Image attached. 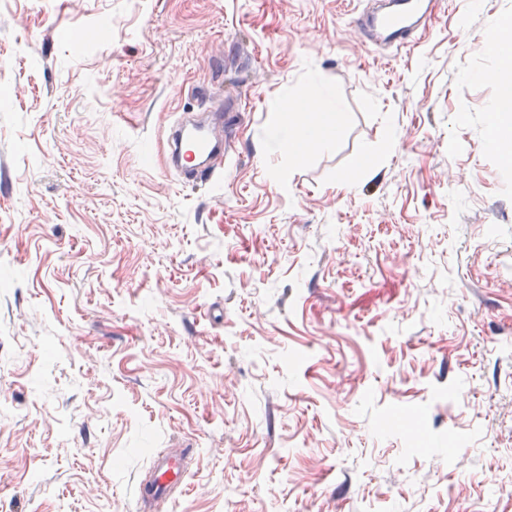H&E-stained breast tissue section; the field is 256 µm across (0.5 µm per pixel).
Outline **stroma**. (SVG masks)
<instances>
[{
  "instance_id": "35a3bbf8",
  "label": "stroma",
  "mask_w": 512,
  "mask_h": 512,
  "mask_svg": "<svg viewBox=\"0 0 512 512\" xmlns=\"http://www.w3.org/2000/svg\"><path fill=\"white\" fill-rule=\"evenodd\" d=\"M361 7L0 0V512H512V0L401 48ZM317 74L341 131L294 160ZM197 112L231 115L215 185L166 167ZM187 470L184 459L180 454L169 453L154 461L152 473L145 484H139L138 501L147 498L164 499L169 492L182 486L186 481Z\"/></svg>"
}]
</instances>
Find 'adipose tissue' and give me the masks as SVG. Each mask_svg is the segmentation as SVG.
Wrapping results in <instances>:
<instances>
[{
    "label": "adipose tissue",
    "mask_w": 512,
    "mask_h": 512,
    "mask_svg": "<svg viewBox=\"0 0 512 512\" xmlns=\"http://www.w3.org/2000/svg\"><path fill=\"white\" fill-rule=\"evenodd\" d=\"M340 127V108L328 90L290 105L284 124L275 127L272 136L280 151L299 155L326 148Z\"/></svg>",
    "instance_id": "1"
}]
</instances>
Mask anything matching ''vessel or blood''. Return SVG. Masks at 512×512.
Listing matches in <instances>:
<instances>
[{
	"label": "vessel or blood",
	"mask_w": 512,
	"mask_h": 512,
	"mask_svg": "<svg viewBox=\"0 0 512 512\" xmlns=\"http://www.w3.org/2000/svg\"><path fill=\"white\" fill-rule=\"evenodd\" d=\"M433 0H384L378 8L362 12L355 25L370 33L372 41L395 47L408 43L414 29L428 26L434 17ZM169 166L179 177L194 180L213 174L212 159L227 155L231 144L227 138L212 135L201 125L178 124L171 132ZM187 470L180 454L158 457L145 484L140 485L139 499L159 500L186 481Z\"/></svg>",
	"instance_id": "vessel-or-blood-1"
}]
</instances>
